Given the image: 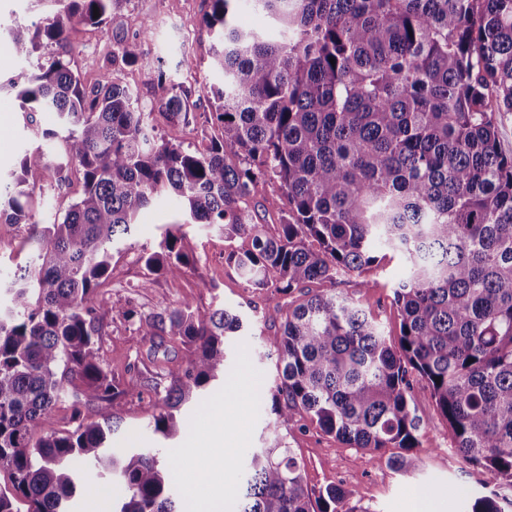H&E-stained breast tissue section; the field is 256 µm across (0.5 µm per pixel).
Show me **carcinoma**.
I'll return each mask as SVG.
<instances>
[{"instance_id":"1","label":"carcinoma","mask_w":512,"mask_h":512,"mask_svg":"<svg viewBox=\"0 0 512 512\" xmlns=\"http://www.w3.org/2000/svg\"><path fill=\"white\" fill-rule=\"evenodd\" d=\"M53 2L62 5L56 14L10 29L14 56L59 44L73 21L105 24L115 0ZM209 2L220 134L202 150L151 144V113L115 77L139 61L122 37H113L112 69L92 87L55 52L12 83L23 109L57 113L60 128L43 133L59 162L38 149L0 188L9 207L0 216L25 226L21 248L31 256L0 306V469L12 484L11 494L0 491V512H13L14 498L29 512H69L78 462L119 480L113 512H179L175 459L156 448L111 451L122 405L142 392L117 383L97 347L114 245L165 193L187 223L251 241L226 256L250 287L303 292L268 339L279 361L272 438L247 453L237 512H352L353 490H308L283 431L303 414L350 448L395 449L390 466L413 473L422 463L421 396L447 421L464 463L512 486V156L498 147L499 118L512 112V0H248L275 22V39L229 23L240 0ZM171 90L164 116L185 121L186 93ZM73 168L80 195L38 227L25 187L47 170L62 186ZM267 182L288 205L274 234L248 204ZM181 228L142 253L149 273L177 278L194 263L178 246ZM380 247L408 268L393 289L396 345L352 298L303 291L372 267ZM118 313L141 335L185 347L145 409L168 439L179 431L174 410L224 377L225 339L241 319L225 308L204 317ZM69 386L95 414L77 408L72 429L49 431ZM468 512L503 510L491 494L473 497Z\"/></svg>"}]
</instances>
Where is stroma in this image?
I'll return each mask as SVG.
<instances>
[{
	"label": "stroma",
	"mask_w": 512,
	"mask_h": 512,
	"mask_svg": "<svg viewBox=\"0 0 512 512\" xmlns=\"http://www.w3.org/2000/svg\"><path fill=\"white\" fill-rule=\"evenodd\" d=\"M208 0H119L105 26L75 25L67 29L64 49L70 50L73 69L86 86L96 85L112 53V35L120 33L136 44L140 60L124 68L119 78L146 111L155 115L157 143L205 147L216 132L215 103L208 86L216 84L218 72L211 66L212 41L202 25ZM192 89L188 122H171L161 114V104L170 95L169 85L160 83L157 68ZM31 63L14 57L0 39V180L9 182L19 172L26 153L43 145L44 130L55 128L51 112L21 111L12 79L31 70ZM81 188L79 177L68 187L57 188L53 177L29 187V207L39 223H52L57 212L73 201ZM182 210L176 199L160 196L136 218L130 236L113 251L111 285L105 291L108 309L100 354L105 367L123 384L146 383L166 378L184 354L180 344L140 335L135 326L118 315L121 307L133 306L142 313L164 307L188 308L206 314L227 308L239 315L243 327L226 345L223 380L207 390L204 405L182 407L181 430L171 439L159 441L147 429L145 413L137 402L126 403L124 425L112 438L114 448L163 447L178 465L197 468L213 452L216 438H223L226 462L215 471L199 472L195 485L176 483L175 495L181 512L196 507L206 512L208 501H224L223 512H236L237 493L243 469L238 459L249 448H259L269 437L271 420L266 393L276 375L277 354L265 339L279 328L286 297L274 290L251 288L225 256L229 244L219 226H186L181 242L193 264L181 277L148 276L140 256L154 249L168 225L177 222ZM22 228L0 222V283L13 278L27 264L28 253L19 249ZM378 263L363 274H350L335 283L319 284V291L345 294L365 310L390 339L399 337V312L393 302L395 285L407 275L403 257L378 250ZM368 287H361V280ZM422 419V445L418 450L422 470L403 475L391 469L387 452H370L343 445L314 424L302 420L291 425L288 442L302 466L304 480L315 491L343 485L353 489L350 504L357 512H412L417 497L433 502L434 512H464L458 490L477 495L496 491L512 499V489L486 480L483 473L464 465L451 448L446 420L431 399L417 402ZM82 485L72 501L73 512H112V498L102 497L101 488L111 486L112 476L82 467Z\"/></svg>",
	"instance_id": "stroma-1"
}]
</instances>
